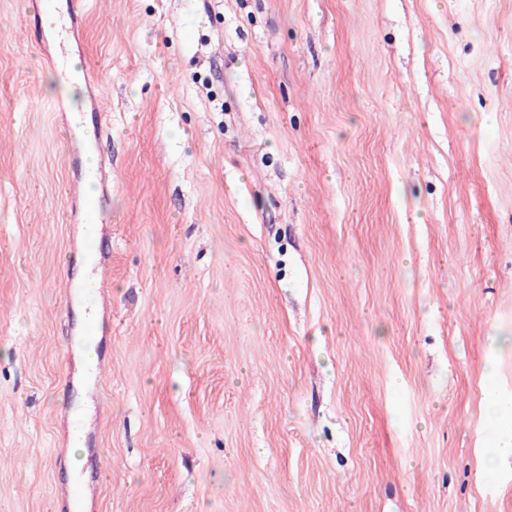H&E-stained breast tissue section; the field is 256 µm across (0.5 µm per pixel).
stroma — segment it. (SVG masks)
I'll return each mask as SVG.
<instances>
[{"instance_id":"obj_1","label":"stroma","mask_w":512,"mask_h":512,"mask_svg":"<svg viewBox=\"0 0 512 512\" xmlns=\"http://www.w3.org/2000/svg\"><path fill=\"white\" fill-rule=\"evenodd\" d=\"M24 3L0 0V512H512V458L485 468L512 0H88L70 92ZM76 114L111 182L96 379L62 302Z\"/></svg>"}]
</instances>
